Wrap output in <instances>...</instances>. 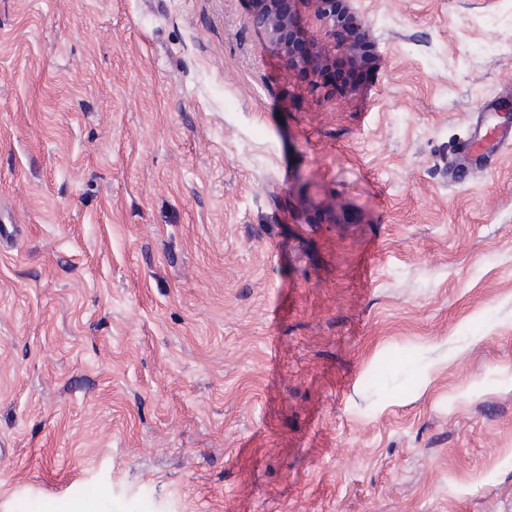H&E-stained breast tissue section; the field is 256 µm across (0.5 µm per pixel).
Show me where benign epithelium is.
<instances>
[{
    "label": "benign epithelium",
    "instance_id": "obj_1",
    "mask_svg": "<svg viewBox=\"0 0 512 512\" xmlns=\"http://www.w3.org/2000/svg\"><path fill=\"white\" fill-rule=\"evenodd\" d=\"M350 0H251V22L264 38L283 54L288 69L304 70L315 78L311 88L334 87L316 81L318 74L340 56L354 70L362 68L374 57L375 46L367 28L351 11ZM306 3L325 39L332 44L330 53H313L301 57L295 50L297 42L307 38L300 22L298 5Z\"/></svg>",
    "mask_w": 512,
    "mask_h": 512
}]
</instances>
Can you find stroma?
Masks as SVG:
<instances>
[{
	"label": "stroma",
	"instance_id": "1",
	"mask_svg": "<svg viewBox=\"0 0 512 512\" xmlns=\"http://www.w3.org/2000/svg\"><path fill=\"white\" fill-rule=\"evenodd\" d=\"M350 6L0 0V512H512V0ZM252 3L251 22L264 38L283 54L288 69L307 71L314 78L330 63L336 54L347 59L353 70L362 68L375 46L367 28L351 11L350 0H248ZM306 3L325 39L332 44L330 53L309 52L301 58L295 42L308 43L300 22L298 5ZM512 145V127L504 123L486 124L481 120L470 136L459 143L458 153L468 160L486 159L491 146L492 153Z\"/></svg>",
	"mask_w": 512,
	"mask_h": 512
}]
</instances>
